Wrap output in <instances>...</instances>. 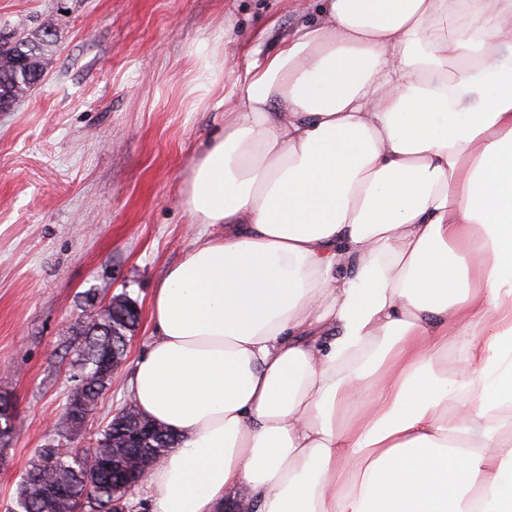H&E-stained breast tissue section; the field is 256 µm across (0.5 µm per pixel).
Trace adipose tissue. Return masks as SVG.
I'll use <instances>...</instances> for the list:
<instances>
[{"label": "adipose tissue", "instance_id": "adipose-tissue-1", "mask_svg": "<svg viewBox=\"0 0 512 512\" xmlns=\"http://www.w3.org/2000/svg\"><path fill=\"white\" fill-rule=\"evenodd\" d=\"M181 194L150 512H512V0H320Z\"/></svg>", "mask_w": 512, "mask_h": 512}]
</instances>
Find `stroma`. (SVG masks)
<instances>
[{"label": "stroma", "instance_id": "1", "mask_svg": "<svg viewBox=\"0 0 512 512\" xmlns=\"http://www.w3.org/2000/svg\"><path fill=\"white\" fill-rule=\"evenodd\" d=\"M317 0H0V31L55 30L44 76L0 112V395L16 406L0 451V512L54 437L73 384L88 295L143 317L100 410L128 399L154 338L151 293L195 235L178 203L192 157L224 126V88ZM238 50L225 55V42ZM217 81L202 85L207 65Z\"/></svg>", "mask_w": 512, "mask_h": 512}]
</instances>
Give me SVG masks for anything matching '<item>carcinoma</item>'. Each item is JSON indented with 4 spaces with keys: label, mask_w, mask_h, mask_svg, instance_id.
Segmentation results:
<instances>
[{
    "label": "carcinoma",
    "mask_w": 512,
    "mask_h": 512,
    "mask_svg": "<svg viewBox=\"0 0 512 512\" xmlns=\"http://www.w3.org/2000/svg\"><path fill=\"white\" fill-rule=\"evenodd\" d=\"M51 36L48 25L32 37L0 34V45L8 47L6 55L0 58V103L16 100L18 90H28L37 84L48 64ZM87 306L89 318L84 321L83 344L72 364L75 385L71 395L89 417L98 409L103 395L112 385V373L101 366V356H112L114 348L119 355H125L130 331L122 322H112V309L103 312L105 318L97 321L90 318L96 309L94 301H88ZM114 326L120 335H112ZM147 426L152 432L146 436L144 450L126 447L129 437ZM81 430L82 427H74L60 419L55 434L61 442L37 450L19 484L12 512H70L73 508L79 512H112V500L126 492V468L119 466L114 471H104L98 465L87 463L88 454L110 462L114 456L125 458L138 452L140 459L148 465L174 445L173 437L156 427L139 410L118 427L111 422L103 426L90 449L71 446L72 439ZM90 483L97 485V494L93 497L84 495Z\"/></svg>",
    "instance_id": "carcinoma-1"
}]
</instances>
